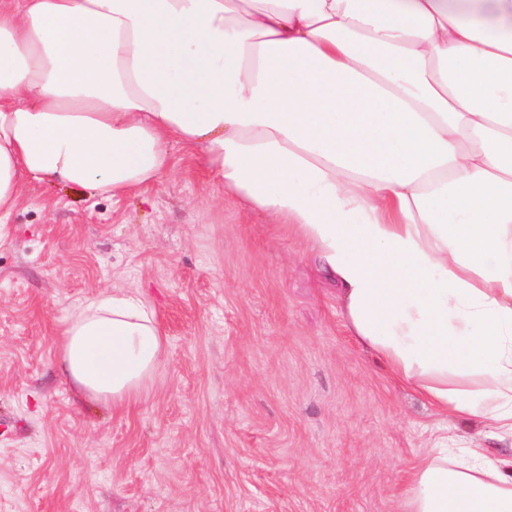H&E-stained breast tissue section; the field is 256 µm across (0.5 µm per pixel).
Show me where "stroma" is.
<instances>
[{"mask_svg":"<svg viewBox=\"0 0 512 512\" xmlns=\"http://www.w3.org/2000/svg\"><path fill=\"white\" fill-rule=\"evenodd\" d=\"M121 199L30 182L0 226V512H399L448 420L350 336L287 224L225 198L197 152ZM140 288L167 336L142 402L55 368L70 305Z\"/></svg>","mask_w":512,"mask_h":512,"instance_id":"1","label":"stroma"}]
</instances>
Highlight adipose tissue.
<instances>
[{
  "label": "adipose tissue",
  "mask_w": 512,
  "mask_h": 512,
  "mask_svg": "<svg viewBox=\"0 0 512 512\" xmlns=\"http://www.w3.org/2000/svg\"><path fill=\"white\" fill-rule=\"evenodd\" d=\"M173 142L296 229L391 379L484 424L436 440L400 512H512V0H0V224L28 180L138 192ZM57 352L114 412L166 337L105 289Z\"/></svg>",
  "instance_id": "adipose-tissue-1"
}]
</instances>
